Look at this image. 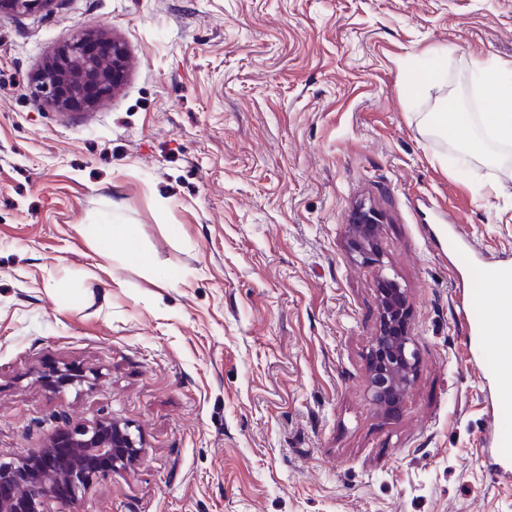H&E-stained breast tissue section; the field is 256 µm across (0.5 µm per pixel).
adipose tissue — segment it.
<instances>
[{
    "mask_svg": "<svg viewBox=\"0 0 512 512\" xmlns=\"http://www.w3.org/2000/svg\"><path fill=\"white\" fill-rule=\"evenodd\" d=\"M475 74L492 101L488 112L481 115L484 132L494 139L512 136V68L479 61Z\"/></svg>",
    "mask_w": 512,
    "mask_h": 512,
    "instance_id": "1",
    "label": "adipose tissue"
}]
</instances>
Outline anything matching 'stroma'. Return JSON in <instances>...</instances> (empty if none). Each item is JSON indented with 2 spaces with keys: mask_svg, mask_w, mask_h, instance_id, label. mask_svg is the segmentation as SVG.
<instances>
[{
  "mask_svg": "<svg viewBox=\"0 0 512 512\" xmlns=\"http://www.w3.org/2000/svg\"><path fill=\"white\" fill-rule=\"evenodd\" d=\"M128 51L79 117L30 77L79 29ZM512 64V0H55L0 19V458L112 420L131 465L60 512H512L479 262L512 258V144L465 171L426 113ZM434 80L417 85L418 76ZM367 201L379 261L348 226ZM129 225L144 261L108 236ZM418 353L368 396L382 277ZM80 382L50 389L43 375Z\"/></svg>",
  "mask_w": 512,
  "mask_h": 512,
  "instance_id": "stroma-1",
  "label": "stroma"
}]
</instances>
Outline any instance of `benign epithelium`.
Instances as JSON below:
<instances>
[{"instance_id":"7a95c632","label":"benign epithelium","mask_w":512,"mask_h":512,"mask_svg":"<svg viewBox=\"0 0 512 512\" xmlns=\"http://www.w3.org/2000/svg\"><path fill=\"white\" fill-rule=\"evenodd\" d=\"M51 2L0 0V18L28 15ZM128 63L121 41L104 32L81 30L35 75L34 89L60 111L90 110L122 84ZM379 224V213L365 202L359 204L349 237L353 251L366 264L379 261ZM379 306V329L368 357V394L377 406L392 409L413 384L417 353L408 327L405 289L382 278ZM140 453V443L131 433L110 420L67 430L25 460H0V512H48L49 499L75 500L94 479Z\"/></svg>"}]
</instances>
